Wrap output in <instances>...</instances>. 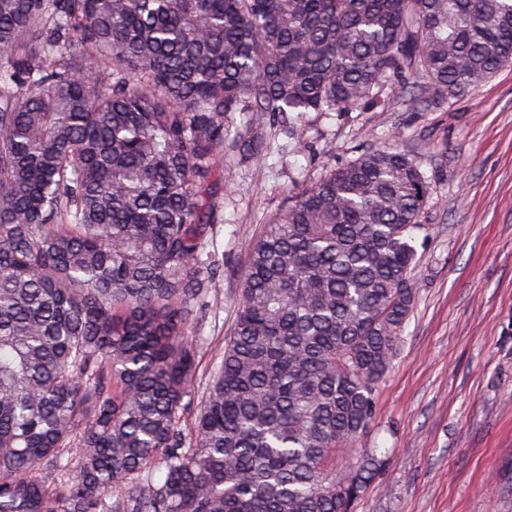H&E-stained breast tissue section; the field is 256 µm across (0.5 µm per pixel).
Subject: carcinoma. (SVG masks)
Here are the masks:
<instances>
[{
  "label": "carcinoma",
  "mask_w": 512,
  "mask_h": 512,
  "mask_svg": "<svg viewBox=\"0 0 512 512\" xmlns=\"http://www.w3.org/2000/svg\"><path fill=\"white\" fill-rule=\"evenodd\" d=\"M509 63L512 0H0V512H352L429 181L380 146L297 188L203 375L224 149Z\"/></svg>",
  "instance_id": "1"
}]
</instances>
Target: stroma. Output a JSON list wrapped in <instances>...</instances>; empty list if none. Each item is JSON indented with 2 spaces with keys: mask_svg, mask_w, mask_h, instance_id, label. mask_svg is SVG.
<instances>
[{
  "mask_svg": "<svg viewBox=\"0 0 512 512\" xmlns=\"http://www.w3.org/2000/svg\"><path fill=\"white\" fill-rule=\"evenodd\" d=\"M309 113L284 155L224 154V286L198 328L229 336L246 249L296 186L393 144L429 176L413 312L357 445L384 463L356 512H512V65L472 94Z\"/></svg>",
  "mask_w": 512,
  "mask_h": 512,
  "instance_id": "obj_1",
  "label": "stroma"
}]
</instances>
